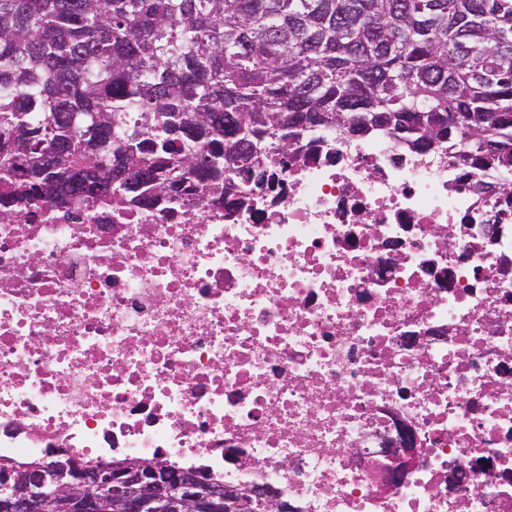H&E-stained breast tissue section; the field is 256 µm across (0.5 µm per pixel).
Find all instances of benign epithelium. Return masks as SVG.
Instances as JSON below:
<instances>
[{
  "label": "benign epithelium",
  "instance_id": "1",
  "mask_svg": "<svg viewBox=\"0 0 512 512\" xmlns=\"http://www.w3.org/2000/svg\"><path fill=\"white\" fill-rule=\"evenodd\" d=\"M159 459L85 467L62 455L53 468L0 471V512H232L235 495L197 474L160 473Z\"/></svg>",
  "mask_w": 512,
  "mask_h": 512
}]
</instances>
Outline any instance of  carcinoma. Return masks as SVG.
<instances>
[{
  "label": "carcinoma",
  "mask_w": 512,
  "mask_h": 512,
  "mask_svg": "<svg viewBox=\"0 0 512 512\" xmlns=\"http://www.w3.org/2000/svg\"><path fill=\"white\" fill-rule=\"evenodd\" d=\"M215 196L261 142L347 127L512 165V0H0V220L145 208L173 132ZM136 166L130 191L104 182Z\"/></svg>",
  "instance_id": "obj_1"
}]
</instances>
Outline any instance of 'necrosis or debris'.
Wrapping results in <instances>:
<instances>
[{"mask_svg": "<svg viewBox=\"0 0 512 512\" xmlns=\"http://www.w3.org/2000/svg\"><path fill=\"white\" fill-rule=\"evenodd\" d=\"M265 162L279 185L233 205L0 223V463L159 456L288 512H512V197L388 137Z\"/></svg>", "mask_w": 512, "mask_h": 512, "instance_id": "1", "label": "necrosis or debris"}]
</instances>
